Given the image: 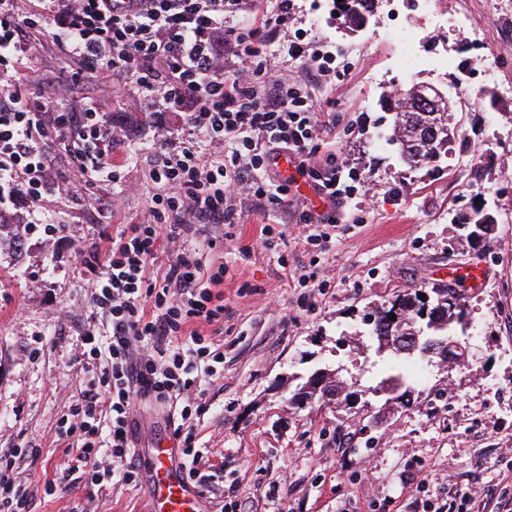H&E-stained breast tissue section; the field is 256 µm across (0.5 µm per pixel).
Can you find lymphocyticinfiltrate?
<instances>
[{"mask_svg":"<svg viewBox=\"0 0 512 512\" xmlns=\"http://www.w3.org/2000/svg\"><path fill=\"white\" fill-rule=\"evenodd\" d=\"M291 0L259 10L257 0H0V215L22 199L42 216L60 185L52 150L68 151L82 173L112 181V154L125 138L123 127L95 108L64 112L58 98L30 102L21 94L33 38H40L65 67L60 96L80 78L97 76L113 93L136 83L156 105L155 132L167 146L150 161L147 206L140 219L119 232L101 233L91 253L94 276L88 292L104 331L86 332L90 361L108 369L71 406L81 433L76 467L89 468L91 485L138 483L141 454L134 444L136 405L169 409L181 419L173 429L187 480L206 486L204 458L192 431V397L201 374H212L218 355L213 335L223 334L227 265L205 269L166 245L198 228L224 227L236 236L235 200L245 197L288 209L297 179L309 182L327 214L298 209L295 219L309 233L306 244L330 242L324 225L356 198L360 178L322 153L330 127L311 94L312 82L336 71L339 49L284 39L293 24ZM301 60L311 83H295L270 72V56ZM169 112L186 116V132L173 139ZM287 155L293 175L273 164ZM318 166H311L315 155ZM166 259L161 279L152 267ZM213 327L204 334L200 325ZM33 448L0 454V512H28L27 494L12 476L16 459Z\"/></svg>","mask_w":512,"mask_h":512,"instance_id":"1","label":"lymphocytic infiltrate"}]
</instances>
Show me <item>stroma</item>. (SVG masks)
<instances>
[{"label":"stroma","mask_w":512,"mask_h":512,"mask_svg":"<svg viewBox=\"0 0 512 512\" xmlns=\"http://www.w3.org/2000/svg\"><path fill=\"white\" fill-rule=\"evenodd\" d=\"M437 19L415 0H403L394 20L371 16L365 29L342 27L336 0H294L289 37L323 38L342 49L343 65L314 91L333 125L323 139L339 161L355 167L373 188L356 224H340L325 247L304 244L303 225L288 227L284 244L267 250L258 242L265 211L242 203L240 236L212 250L223 227L193 234L180 248L204 266L227 262L224 354L213 379L202 383L195 445L207 449L202 473L217 479L205 497L218 508L233 483L248 512H416V473L428 480L431 500L447 512H497L512 492V0H435ZM468 14L485 32L472 45L468 30L448 22ZM411 32L420 55L447 56L445 74L403 66L391 28ZM21 93L50 96L57 60L35 44ZM495 69L483 78L484 57ZM414 82L460 91L457 114L464 144L438 167L409 171L388 141L391 113L381 93ZM64 106L82 105L126 124L129 161L116 181L88 186L64 149L53 168L64 190L51 208V224L70 226L68 236L34 224L24 205V249L0 247V450L35 448V459L18 460L17 483L29 491V512H150L140 487L89 490L87 476L62 472L75 456L77 432L64 419L89 376L81 363L84 329L99 323L86 288L91 271L77 263L99 231L114 232L136 221L144 208L149 163L160 144L153 103L137 87L119 98L95 79L77 82ZM116 193L125 209L114 215L89 203ZM494 212L497 222L477 249L462 237L461 219L473 207ZM287 256L280 267L279 256ZM485 272L477 288L461 289L468 328L461 337L474 370L465 373L434 361L429 381L407 402L374 395L382 373L373 349L358 342L363 318L397 291L431 288ZM316 273L321 288L291 287L293 278ZM318 369L352 380L357 397L333 403L293 402ZM379 413L380 429L364 432L365 411ZM56 482L54 494L45 485ZM280 485L269 496L271 482Z\"/></svg>","instance_id":"1"}]
</instances>
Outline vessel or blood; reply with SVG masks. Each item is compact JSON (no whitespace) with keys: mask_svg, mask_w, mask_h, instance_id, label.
Segmentation results:
<instances>
[{"mask_svg":"<svg viewBox=\"0 0 512 512\" xmlns=\"http://www.w3.org/2000/svg\"><path fill=\"white\" fill-rule=\"evenodd\" d=\"M176 450L171 443L150 449L149 471L142 484L153 512H203V495L187 483L175 466Z\"/></svg>","mask_w":512,"mask_h":512,"instance_id":"1","label":"vessel or blood"}]
</instances>
